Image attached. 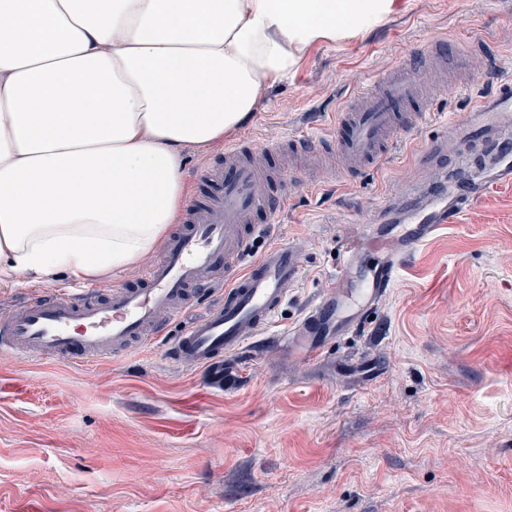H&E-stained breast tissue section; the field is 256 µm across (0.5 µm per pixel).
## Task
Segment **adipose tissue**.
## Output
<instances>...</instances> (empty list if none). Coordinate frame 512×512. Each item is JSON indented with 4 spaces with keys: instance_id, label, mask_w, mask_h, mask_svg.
<instances>
[{
    "instance_id": "adipose-tissue-1",
    "label": "adipose tissue",
    "mask_w": 512,
    "mask_h": 512,
    "mask_svg": "<svg viewBox=\"0 0 512 512\" xmlns=\"http://www.w3.org/2000/svg\"><path fill=\"white\" fill-rule=\"evenodd\" d=\"M395 0H0V284L98 279L180 223L207 153Z\"/></svg>"
}]
</instances>
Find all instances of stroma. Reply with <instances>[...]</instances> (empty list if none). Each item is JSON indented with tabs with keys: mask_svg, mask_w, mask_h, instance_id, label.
Instances as JSON below:
<instances>
[{
	"mask_svg": "<svg viewBox=\"0 0 512 512\" xmlns=\"http://www.w3.org/2000/svg\"><path fill=\"white\" fill-rule=\"evenodd\" d=\"M441 39L447 77L433 117L399 131L384 168L289 185L287 213L256 211L280 239L303 238L304 274L272 340L225 358L224 385L170 365L165 342L88 362L0 352V512H512V185L484 196L400 268L368 324L329 341L317 361L289 357L278 335L329 289L346 240L406 190L454 162L449 113L512 74V0H397L377 27L317 47L276 84L232 139L254 148L312 122L331 129L345 97ZM493 53L458 70L457 52ZM224 149L186 153L191 202L220 193ZM19 276L0 309L70 287Z\"/></svg>",
	"mask_w": 512,
	"mask_h": 512,
	"instance_id": "obj_1",
	"label": "stroma"
}]
</instances>
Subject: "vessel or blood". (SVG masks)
Listing matches in <instances>:
<instances>
[{
  "mask_svg": "<svg viewBox=\"0 0 512 512\" xmlns=\"http://www.w3.org/2000/svg\"><path fill=\"white\" fill-rule=\"evenodd\" d=\"M417 76L394 70L351 92L336 114L342 140L301 134L290 142L298 151L338 146L352 168L389 163L401 122L399 104L419 99ZM448 127L464 152L456 167L437 185L419 194L402 196L362 237L348 242L331 275L330 289L308 306L295 328L300 343L289 346L291 356L310 362L324 354L326 343L348 335L363 323L392 288L406 254L436 232L455 223L482 198L485 184L465 181L473 149H485L484 162L497 183L512 184V76L498 77L492 91L471 103L465 113L452 114ZM248 141L236 140L224 149L225 178L213 202L190 205L186 227L172 236L159 261L148 265L144 289L119 288L106 301L93 289L24 302L0 311V349L21 356L46 354L88 360L102 354H123L133 342L157 335L161 316L179 318L191 307L209 301L208 310L186 322L168 347L175 364H189L224 379V359L265 334L302 278L305 244L299 239L269 240L270 225L251 224L253 212L268 200V174ZM269 243L253 254L257 238ZM223 299H215L216 290Z\"/></svg>",
  "mask_w": 512,
  "mask_h": 512,
  "instance_id": "vessel-or-blood-1",
  "label": "vessel or blood"
}]
</instances>
